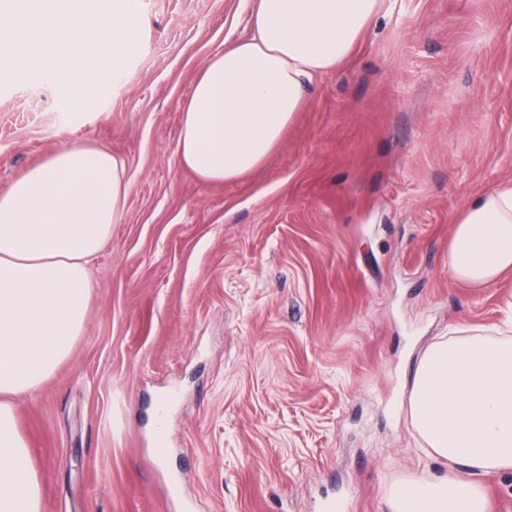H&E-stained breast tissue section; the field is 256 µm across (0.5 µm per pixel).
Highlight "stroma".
Wrapping results in <instances>:
<instances>
[{
	"label": "stroma",
	"mask_w": 512,
	"mask_h": 512,
	"mask_svg": "<svg viewBox=\"0 0 512 512\" xmlns=\"http://www.w3.org/2000/svg\"><path fill=\"white\" fill-rule=\"evenodd\" d=\"M131 8L136 47L87 98L38 69L0 91V190L74 141L123 159L129 185L82 336L15 402L43 512H388L395 481L437 467L405 421L416 357L512 300V276L448 273L453 218L512 181V0H384L281 144L224 184L175 147L248 5Z\"/></svg>",
	"instance_id": "obj_1"
}]
</instances>
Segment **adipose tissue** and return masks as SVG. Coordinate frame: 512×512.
I'll use <instances>...</instances> for the list:
<instances>
[{
    "mask_svg": "<svg viewBox=\"0 0 512 512\" xmlns=\"http://www.w3.org/2000/svg\"><path fill=\"white\" fill-rule=\"evenodd\" d=\"M381 0H253L247 39L205 63L175 155L206 183L262 164L304 105L308 83L355 49ZM137 42L128 0H0V80L55 60L100 71ZM124 162L66 144L0 191V512H42V482L14 402L36 393L85 330L89 261L120 218ZM448 272L480 287L512 273V182L469 201L453 223ZM406 422L428 458L464 474L395 482L389 512H487L480 476L512 471V335L459 329L416 363Z\"/></svg>",
    "mask_w": 512,
    "mask_h": 512,
    "instance_id": "adipose-tissue-1",
    "label": "adipose tissue"
}]
</instances>
